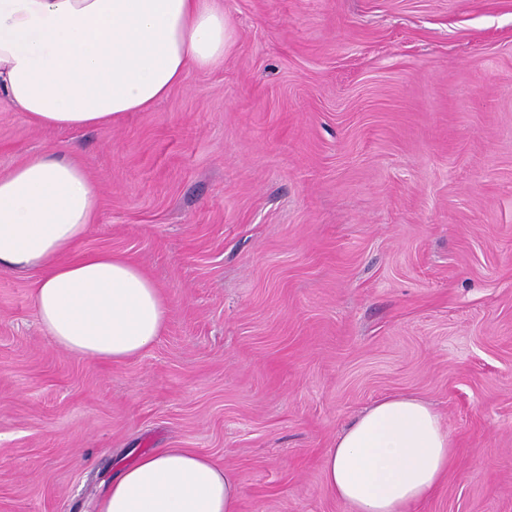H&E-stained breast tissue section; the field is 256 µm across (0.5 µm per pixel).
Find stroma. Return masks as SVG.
Here are the masks:
<instances>
[{"mask_svg": "<svg viewBox=\"0 0 512 512\" xmlns=\"http://www.w3.org/2000/svg\"><path fill=\"white\" fill-rule=\"evenodd\" d=\"M233 46L92 129L0 102V176L65 146L81 244L162 290L127 361L58 350L0 271V512H96L144 451L230 470L238 512H349L320 461L375 400L456 444L411 512H512V0H223Z\"/></svg>", "mask_w": 512, "mask_h": 512, "instance_id": "obj_1", "label": "stroma"}]
</instances>
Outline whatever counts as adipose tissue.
Returning a JSON list of instances; mask_svg holds the SVG:
<instances>
[{
	"instance_id": "1",
	"label": "adipose tissue",
	"mask_w": 512,
	"mask_h": 512,
	"mask_svg": "<svg viewBox=\"0 0 512 512\" xmlns=\"http://www.w3.org/2000/svg\"><path fill=\"white\" fill-rule=\"evenodd\" d=\"M231 46L218 0H0V97L39 127H98L151 109ZM98 208L63 149L28 156L0 176V270L41 271L35 310L58 349L118 363L161 336L170 306L131 261L81 250ZM453 448L428 402L386 396L337 435L324 484L352 512H409L445 478ZM238 499L229 470L159 448L122 469L97 512H237Z\"/></svg>"
}]
</instances>
